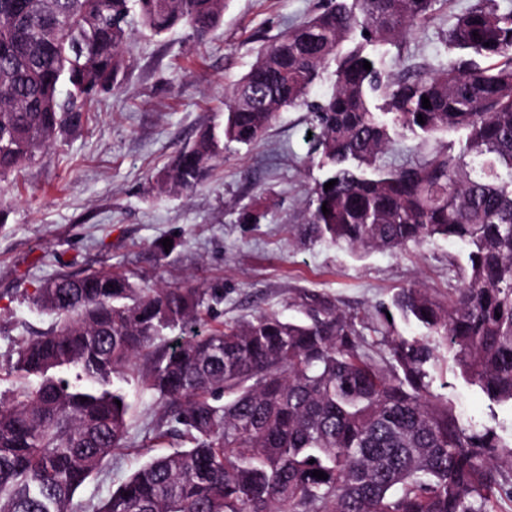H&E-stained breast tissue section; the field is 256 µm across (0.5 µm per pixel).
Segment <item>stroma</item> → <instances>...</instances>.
<instances>
[{
  "mask_svg": "<svg viewBox=\"0 0 512 512\" xmlns=\"http://www.w3.org/2000/svg\"><path fill=\"white\" fill-rule=\"evenodd\" d=\"M479 0H438L433 17L398 42L353 36L387 75L434 73L460 56L448 39L456 18ZM330 0H225L224 19L205 39L179 28L156 37L137 14L120 86L89 104V119L59 134L48 155L0 184V399L18 385L10 366L24 342L47 333L51 315L31 296L61 272L112 268L138 284L203 285L220 295L206 318L219 327L273 311L297 320L311 300L331 302L362 330L364 350L386 365L392 337L420 336L421 327L392 308L399 289L421 283L444 300L468 268L467 246L445 238L398 250L355 251L303 241L301 215L309 192L327 175L308 137L307 105L279 112L262 140L231 144L213 176L188 196H160L155 175L207 126L222 122L225 93L246 73L257 48L283 29L321 13ZM377 165L389 169L435 154L478 159L463 129L424 135L399 128ZM257 213V222L243 219ZM177 248L156 259L155 241ZM430 390L447 400L471 429L488 431L512 447V404L490 399L462 375L451 353L439 350ZM137 405L124 448L74 496L73 512H93L113 487L150 456L177 445L159 439L163 412L137 388Z\"/></svg>",
  "mask_w": 512,
  "mask_h": 512,
  "instance_id": "35a3bbf8",
  "label": "stroma"
}]
</instances>
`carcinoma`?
<instances>
[{
    "mask_svg": "<svg viewBox=\"0 0 512 512\" xmlns=\"http://www.w3.org/2000/svg\"><path fill=\"white\" fill-rule=\"evenodd\" d=\"M353 2L338 0L261 46L228 91L223 122L180 150L155 189L196 192L226 145L256 143L334 64L335 89L312 112L328 175L303 214L310 238L357 249L457 240L470 248L461 287L446 304L418 285L401 289L395 307L426 334L391 339L380 367L354 321L322 302L304 321L260 312L201 330L219 296L199 286H141L112 271L47 280L33 302L56 322L19 347L11 371L22 387L0 403V512H67L128 439L131 382L164 409L158 437L173 432L180 443L95 512H488L512 449L464 428L430 393L426 366L437 337L471 382L512 402V181L496 174L512 171V13L483 0L449 32L488 66L459 58L435 75L387 78L344 42L355 32L404 38L438 0ZM132 10L154 36L188 26L201 40L222 21L224 0H0L1 183L83 126L88 103L118 85ZM377 93L388 122L371 112ZM392 126L467 130L482 175L449 154L367 174ZM176 329L191 335L167 342Z\"/></svg>",
    "mask_w": 512,
    "mask_h": 512,
    "instance_id": "cac0c4a2",
    "label": "carcinoma"
}]
</instances>
